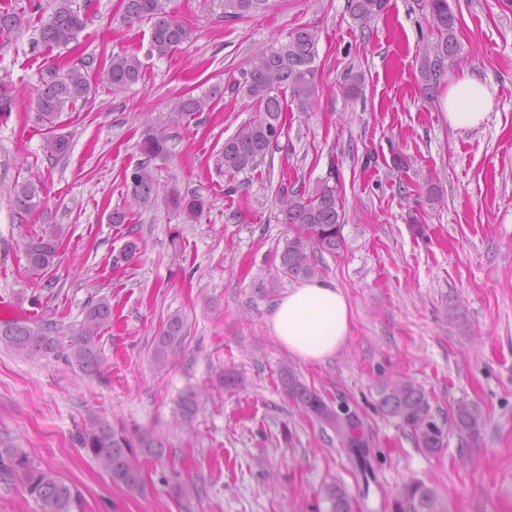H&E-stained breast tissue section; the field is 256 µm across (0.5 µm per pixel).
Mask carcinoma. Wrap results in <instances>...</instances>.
I'll return each mask as SVG.
<instances>
[{
	"label": "carcinoma",
	"instance_id": "obj_1",
	"mask_svg": "<svg viewBox=\"0 0 512 512\" xmlns=\"http://www.w3.org/2000/svg\"><path fill=\"white\" fill-rule=\"evenodd\" d=\"M169 0H123L125 20L133 23L151 22L148 56L163 58L189 41L190 31L168 9ZM428 12V24L435 41L422 52L419 76L422 90L429 96L448 65L457 61L456 31L459 22L448 0H422ZM268 0H224V17L235 19L263 11ZM388 0H347L353 21L361 28L386 12ZM86 26L84 14L73 7V0H50V13L40 30L41 40L51 46H65ZM319 35L316 29L300 26L290 31L277 46L260 49L241 73L233 90L242 94L259 115L224 140L222 151L224 172L229 175L255 169L277 143L281 134V116L294 105L298 112L313 110L316 103ZM144 75V63L135 53L116 52L100 74L113 91L119 92L138 83ZM91 93L88 74L79 68L63 70L46 68L36 90L35 107L42 122L55 126L59 115L78 101H87ZM216 91L179 100L173 120L180 121L213 107ZM70 148L64 135L52 134L43 143V152L50 158L65 155ZM140 151L150 160L168 155L164 136L147 132ZM130 204L142 208L153 206L158 197L152 170L143 163L124 175ZM16 206L26 212L35 210L39 201L37 190L29 182L14 183L10 188ZM170 202L189 221L197 220L204 201L196 195L171 194ZM282 223L291 235L279 253L281 272L292 279L309 280L318 274L323 254H334L343 246L342 209L336 186L324 180L303 196L279 191ZM61 229L31 237L25 245L28 267L44 272L54 267L57 241ZM112 322V304L103 297H91L83 306V318L68 343L57 336L56 323L43 318L29 324L18 321L0 322V346L28 359L54 358L76 368L84 376L100 375L103 352L102 332ZM186 328L181 315H169L153 340V359L164 367L181 349ZM281 390L307 418L329 427L364 490L376 482L377 451L375 436L366 421L347 402L333 403L309 388L290 368L280 373ZM377 408L399 421L409 430L416 447L429 454L444 448L443 426L436 421L427 393L409 379H385L377 387ZM208 403L205 392L188 388L174 403L169 428L183 429L193 424ZM451 424L468 442L478 440L481 417L478 407L464 400L456 404ZM77 445L98 464L112 483L131 493L144 490L142 462L160 459L171 447L169 435L154 426H128L114 419H90L74 435ZM0 480L18 481L39 504L40 512H74L80 500L78 489L66 483L57 473L32 465L27 455L15 448H0ZM322 499L329 503L328 512H353V499L343 485L332 482L321 489ZM390 512H448V505L432 486L418 480L404 483L389 501Z\"/></svg>",
	"mask_w": 512,
	"mask_h": 512
}]
</instances>
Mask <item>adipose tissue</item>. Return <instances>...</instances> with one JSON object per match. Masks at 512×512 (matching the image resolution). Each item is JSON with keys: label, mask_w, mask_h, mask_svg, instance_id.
Wrapping results in <instances>:
<instances>
[{"label": "adipose tissue", "mask_w": 512, "mask_h": 512, "mask_svg": "<svg viewBox=\"0 0 512 512\" xmlns=\"http://www.w3.org/2000/svg\"><path fill=\"white\" fill-rule=\"evenodd\" d=\"M441 106L452 128L473 129L486 121L493 97L477 75L466 73L449 82ZM270 326L290 354L308 363H321L347 342L351 309L345 293L335 284L308 281L289 289L276 302Z\"/></svg>", "instance_id": "obj_1"}]
</instances>
